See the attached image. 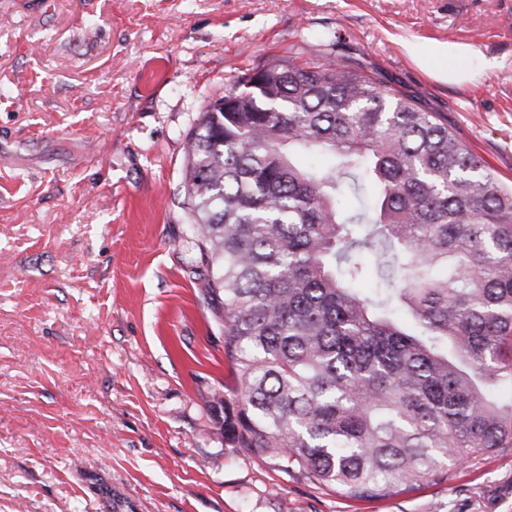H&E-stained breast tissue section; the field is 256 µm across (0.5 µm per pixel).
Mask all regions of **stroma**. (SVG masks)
Masks as SVG:
<instances>
[{
	"label": "stroma",
	"mask_w": 512,
	"mask_h": 512,
	"mask_svg": "<svg viewBox=\"0 0 512 512\" xmlns=\"http://www.w3.org/2000/svg\"><path fill=\"white\" fill-rule=\"evenodd\" d=\"M316 31L512 185V0H0V512H512V453L358 501L231 447L209 412L234 376L187 135ZM450 47L478 79L449 83Z\"/></svg>",
	"instance_id": "35a3bbf8"
}]
</instances>
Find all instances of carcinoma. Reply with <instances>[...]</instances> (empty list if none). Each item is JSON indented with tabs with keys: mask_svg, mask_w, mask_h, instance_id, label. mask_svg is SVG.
Listing matches in <instances>:
<instances>
[{
	"mask_svg": "<svg viewBox=\"0 0 512 512\" xmlns=\"http://www.w3.org/2000/svg\"><path fill=\"white\" fill-rule=\"evenodd\" d=\"M314 40L260 90L233 77L189 137L203 293L236 374L210 408L232 447L375 500L512 451V189L340 36Z\"/></svg>",
	"mask_w": 512,
	"mask_h": 512,
	"instance_id": "1",
	"label": "carcinoma"
}]
</instances>
